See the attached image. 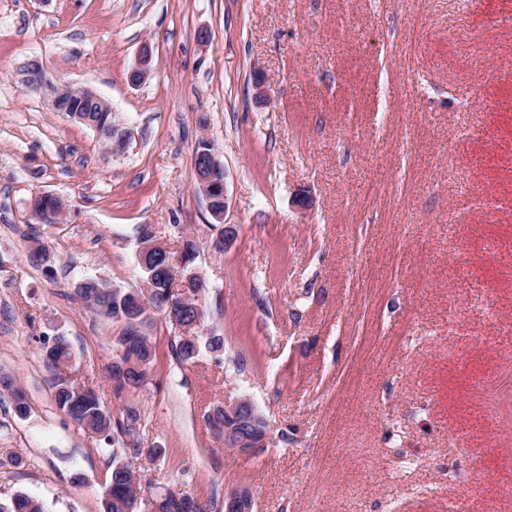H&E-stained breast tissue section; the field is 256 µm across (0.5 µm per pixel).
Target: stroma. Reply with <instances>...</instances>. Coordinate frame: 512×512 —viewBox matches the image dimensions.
<instances>
[{"instance_id":"1","label":"stroma","mask_w":512,"mask_h":512,"mask_svg":"<svg viewBox=\"0 0 512 512\" xmlns=\"http://www.w3.org/2000/svg\"><path fill=\"white\" fill-rule=\"evenodd\" d=\"M34 62L96 91L126 148L53 111ZM203 140L237 227L221 252ZM36 191L62 223L33 220ZM186 234L209 284L200 353L181 362L184 328L154 314L148 377L115 393L121 325L76 286L140 290L145 239L175 254ZM0 374L29 404L0 394L1 503L103 512L113 444L59 410L66 380L139 410L135 512L167 488L224 512L241 484L253 512H512V0H0ZM242 398L271 430L250 458L205 421ZM194 167L197 192L204 198L207 210L215 221L214 224L218 226L219 239H224L226 248L236 237L237 228L233 224L224 223V216L229 208L224 164L216 157L208 143L195 152ZM221 225L223 227L220 231Z\"/></svg>"}]
</instances>
